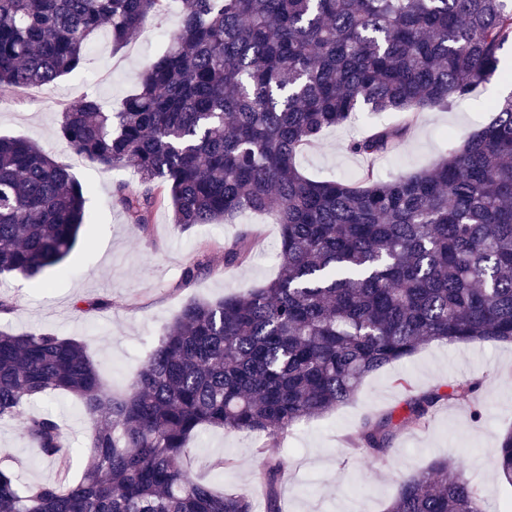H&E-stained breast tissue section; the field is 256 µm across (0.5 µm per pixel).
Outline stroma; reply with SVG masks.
<instances>
[{
  "mask_svg": "<svg viewBox=\"0 0 512 512\" xmlns=\"http://www.w3.org/2000/svg\"><path fill=\"white\" fill-rule=\"evenodd\" d=\"M178 21L176 11L156 18L133 40L115 47L108 31H100L84 66L57 84L34 86L21 92L0 91V134L21 137L55 152L69 164L77 180L90 192L88 222L68 257V271L46 272V287H34L22 276L0 277V299L13 311L0 315V329L21 334L48 331L84 342L102 377L114 392L128 391L134 377L165 328L189 300L215 301L263 284L275 277L277 266L262 255L279 239V227L266 214H245L236 224H200L181 230L167 209L157 210L149 232L130 224L117 204L116 183L132 182L129 170H106L61 148L57 136L63 109L79 105L93 93L120 106L137 84L142 68L163 50L166 32ZM499 98L494 85L448 107L422 112L401 149L379 161L378 172L389 177L410 169L432 167L444 152V130L464 140L488 122L490 102ZM390 112L373 116L357 113L351 124L327 130L298 156L310 177L355 180L364 165L349 154V139L369 127L390 123ZM247 233L255 256L242 265L228 266L219 243ZM209 266L190 283L186 268L196 261ZM411 380L422 393L457 379L483 382L476 401H446L433 411L423 428L404 427L389 444L383 460L354 455L352 448L364 420L400 416L404 396L398 377ZM33 411L53 412L61 421L69 444L76 450L68 477L79 480L88 452L90 423L68 398L38 399ZM481 418H474V409ZM512 429V344H426L411 357L366 377L355 398L332 412L316 416L286 433L280 443L287 466L278 484L283 512H353L366 502L383 512L402 479L425 471L448 453H462L465 476L489 512L512 501V487L497 477L489 455L501 436ZM258 435L209 429L190 443L186 467L218 492L250 490L263 499L256 472ZM12 461L24 484L59 478L56 465L42 457L25 438L18 421H0V457ZM231 459V466L215 462Z\"/></svg>",
  "mask_w": 512,
  "mask_h": 512,
  "instance_id": "35a3bbf8",
  "label": "stroma"
}]
</instances>
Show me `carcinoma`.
<instances>
[{"label":"carcinoma","mask_w":512,"mask_h":512,"mask_svg":"<svg viewBox=\"0 0 512 512\" xmlns=\"http://www.w3.org/2000/svg\"><path fill=\"white\" fill-rule=\"evenodd\" d=\"M179 3L161 55L114 111L94 95L61 112L66 147L105 169L131 168L116 202L143 232L173 223L235 224L246 212L280 230L278 273L216 301H191L123 395L84 343L0 330V421L70 395L92 422L82 477L22 486L0 459V512H256L246 490L218 494L184 466L204 428L259 433L265 512H281L279 440L354 398L371 373L432 342H512V95L431 169L355 182L307 177L301 150L360 111L398 112L347 150L370 161L406 139L421 112L466 99L502 74L512 0H0V88L51 86L78 70L98 31L120 46ZM86 189L37 143L0 136V275L38 287L87 223ZM251 257L246 237L224 262ZM409 393L399 419L361 426L380 459L402 425L426 424L445 399L473 400L466 379ZM23 433L61 471L72 450L50 412ZM512 485V430L490 457ZM384 512H487L454 457L400 484Z\"/></svg>","instance_id":"carcinoma-1"}]
</instances>
